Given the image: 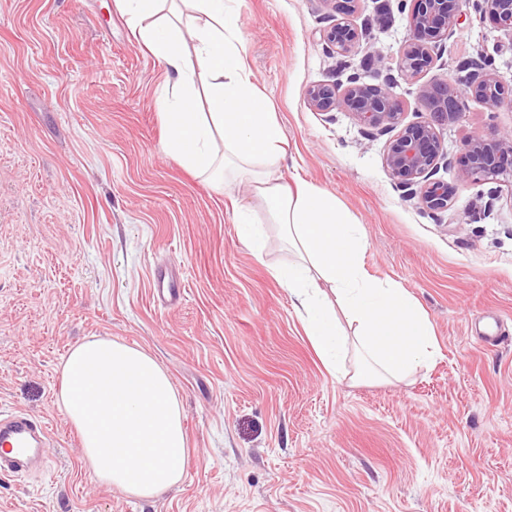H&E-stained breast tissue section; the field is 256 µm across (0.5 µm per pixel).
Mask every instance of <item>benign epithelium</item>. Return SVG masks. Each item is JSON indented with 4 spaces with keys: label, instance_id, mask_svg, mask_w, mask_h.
I'll list each match as a JSON object with an SVG mask.
<instances>
[{
    "label": "benign epithelium",
    "instance_id": "benign-epithelium-1",
    "mask_svg": "<svg viewBox=\"0 0 512 512\" xmlns=\"http://www.w3.org/2000/svg\"><path fill=\"white\" fill-rule=\"evenodd\" d=\"M331 12L332 23L323 29L325 45L344 68L359 60L360 67L377 66L386 71L380 85L361 82L353 72L346 82H320L308 86L305 100L316 112H349L369 129L392 134L386 145L384 164L406 196L418 200L432 216L448 211L454 189L435 178L440 163L448 162V150L437 126L461 115L468 100L474 99L495 112L512 109V82L493 69V61L482 57L471 63L472 71L436 74L422 84L417 101L427 118L407 122L391 92L397 79L412 81L429 73L440 59L442 44L456 31L490 20L512 38V0H398L397 10L407 14L410 37L396 57L385 60L374 48L372 30L387 26L389 11L376 9L373 21L362 26L355 18L365 0H318ZM460 177L481 183L512 178V133L497 138L471 136L460 147Z\"/></svg>",
    "mask_w": 512,
    "mask_h": 512
}]
</instances>
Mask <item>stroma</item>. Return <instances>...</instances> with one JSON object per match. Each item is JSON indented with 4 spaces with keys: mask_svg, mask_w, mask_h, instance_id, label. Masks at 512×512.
<instances>
[{
    "mask_svg": "<svg viewBox=\"0 0 512 512\" xmlns=\"http://www.w3.org/2000/svg\"><path fill=\"white\" fill-rule=\"evenodd\" d=\"M245 61L286 135V181L336 196L365 231L364 263L427 312L436 363L360 381L353 352L329 374L286 287L291 253L256 258L221 194L164 150L163 68L114 0H0V408L47 423L48 473L0 476V512H512V181H461L474 135L512 111L471 100L439 126L456 189L442 219L402 198L385 137L316 112L312 83L347 77L317 0H240ZM512 38L463 28L442 64ZM183 293L155 301V271ZM143 349L168 372L189 439L185 475L144 500L100 483L57 406L63 357L93 337Z\"/></svg>",
    "mask_w": 512,
    "mask_h": 512,
    "instance_id": "stroma-1",
    "label": "stroma"
}]
</instances>
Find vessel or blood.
Returning <instances> with one entry per match:
<instances>
[{"mask_svg": "<svg viewBox=\"0 0 512 512\" xmlns=\"http://www.w3.org/2000/svg\"><path fill=\"white\" fill-rule=\"evenodd\" d=\"M157 297L160 303L169 304L181 296L179 283L168 273L157 274ZM50 434L43 422L29 414L0 410V475L25 474L28 465L41 461Z\"/></svg>", "mask_w": 512, "mask_h": 512, "instance_id": "1", "label": "vessel or blood"}]
</instances>
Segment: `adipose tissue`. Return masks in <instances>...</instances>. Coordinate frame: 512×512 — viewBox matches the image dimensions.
<instances>
[{
  "label": "adipose tissue",
  "mask_w": 512,
  "mask_h": 512,
  "mask_svg": "<svg viewBox=\"0 0 512 512\" xmlns=\"http://www.w3.org/2000/svg\"><path fill=\"white\" fill-rule=\"evenodd\" d=\"M239 0H115L134 39L166 70L159 113L167 151L216 186L243 182L232 220L262 256L271 235L295 254L273 269L329 372L353 348L361 379H400L439 355L431 322L406 289L364 269V234L335 196L289 184L285 134L255 91ZM58 406L81 437L95 478L153 498L182 479L187 439L170 377L147 352L92 337L61 369Z\"/></svg>",
  "instance_id": "adipose-tissue-1"
}]
</instances>
